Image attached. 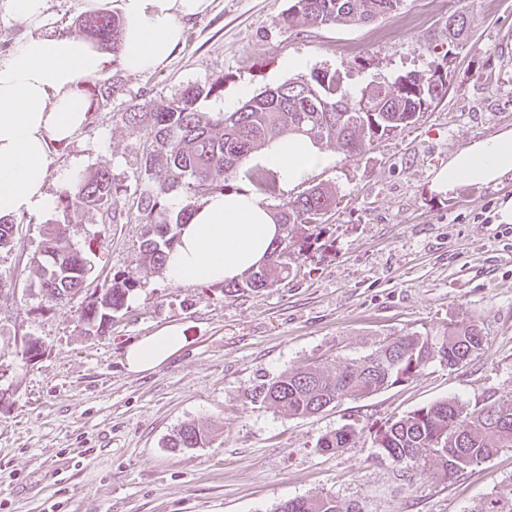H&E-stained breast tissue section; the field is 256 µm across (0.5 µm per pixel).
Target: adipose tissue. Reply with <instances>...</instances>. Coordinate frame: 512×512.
<instances>
[{
  "instance_id": "1",
  "label": "adipose tissue",
  "mask_w": 512,
  "mask_h": 512,
  "mask_svg": "<svg viewBox=\"0 0 512 512\" xmlns=\"http://www.w3.org/2000/svg\"><path fill=\"white\" fill-rule=\"evenodd\" d=\"M12 15L33 30L0 63V217L51 213L55 199L46 190L48 145L73 137L84 125V82L99 76L106 57L78 34L47 31V0H7ZM211 0H118L122 17L120 60L133 74L165 66L182 44L187 20ZM281 185L294 187L321 169L324 154L304 136L272 141L262 155ZM512 174V128L464 148L448 158L431 181L438 194L460 185L495 184ZM282 228L273 211L248 188L203 199L164 270L178 286L240 280L260 266L277 244ZM184 338L167 326L142 337L125 356L134 372L150 370L179 350Z\"/></svg>"
}]
</instances>
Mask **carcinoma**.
<instances>
[{
	"mask_svg": "<svg viewBox=\"0 0 512 512\" xmlns=\"http://www.w3.org/2000/svg\"><path fill=\"white\" fill-rule=\"evenodd\" d=\"M405 0H291L283 27L303 21L312 25H356L399 11ZM471 22L465 12L448 17V39L453 44L468 33ZM78 33L98 46L120 50L121 21L108 12L83 17ZM224 77L206 87H188L168 101H151L122 114L133 127L148 131L150 144L137 168L140 193L137 216L146 230L140 244L144 264L163 269L166 252L178 241V229L188 223L196 204L214 194L234 191L245 181L257 192L275 196L277 176L259 167H244L253 153L271 141L303 135L319 142H335L349 155L374 138L390 135L416 123L421 114L440 99L445 87L441 74L412 75L409 83L397 77L392 83L372 81L359 95L344 91L339 70H314L270 88L233 112L215 115L198 110L202 98L223 91ZM181 193L184 205L174 212L169 195ZM126 186L105 168L74 174L59 197L67 211L92 209L105 224H117L127 212L121 205ZM336 206V192L312 185L276 211L286 244L276 245L265 264L242 281L224 284V291L270 288L290 274L284 249L301 247L305 232L324 223ZM89 260L72 241L67 224H47L39 253L31 264L37 269L38 286L45 302H68L81 294L87 281ZM139 286L130 272L116 273L101 288L99 300L82 307L80 319L102 326L103 315L122 311L129 295ZM484 338L473 321L448 322L436 336L418 332L393 338L370 354L330 372L316 366L291 368L276 379L253 387L251 401L269 403L288 416H311L348 397L372 395L408 381L426 363L437 359L456 367L482 349ZM355 437L341 428L320 438L325 452L346 448ZM208 441L203 429L185 424L169 438L171 449L201 448ZM375 444L395 462L431 468L450 479L465 468L512 447V402H489L478 410L455 399L416 409L376 431ZM277 512H358L342 506L334 497L288 500ZM474 512H512V489L497 492Z\"/></svg>",
	"mask_w": 512,
	"mask_h": 512,
	"instance_id": "carcinoma-1",
	"label": "carcinoma"
}]
</instances>
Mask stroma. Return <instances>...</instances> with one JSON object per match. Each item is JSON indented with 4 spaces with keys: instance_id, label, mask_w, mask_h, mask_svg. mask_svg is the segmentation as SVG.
Instances as JSON below:
<instances>
[{
    "instance_id": "obj_1",
    "label": "stroma",
    "mask_w": 512,
    "mask_h": 512,
    "mask_svg": "<svg viewBox=\"0 0 512 512\" xmlns=\"http://www.w3.org/2000/svg\"><path fill=\"white\" fill-rule=\"evenodd\" d=\"M56 32H74L114 0H47ZM290 0H211L187 25L171 61L144 75L119 55L94 77L96 97L82 130L51 143L47 190L59 172L106 168L127 187L122 223L82 211L73 241L89 258L88 289L128 271L141 286L93 333L80 300L43 309L31 258L44 225L62 209L17 216L14 247L0 254V512H275L295 498L333 496L357 512H474L512 486V448L443 480L381 455L374 433L386 422L455 398L478 409L512 400V223L498 205L512 197V174L496 184L430 188L453 153L512 127V0H406L398 13L342 26L284 29ZM462 10L467 42L448 44V17ZM301 68H293V60ZM347 74L349 94L401 74L446 75V93L418 122L349 157L320 143L326 165L311 184L335 187L336 207L311 231L310 247L289 252L291 274L259 291L173 285L144 266L143 227L134 204L138 158L148 141L121 115L156 97L223 77L204 112H231L312 70ZM475 320L485 344L466 364L433 360L409 381L324 411L291 418L252 402L248 389L285 370H335L392 337L432 335L458 316ZM179 326L183 346L154 369L127 367L129 346ZM43 345L28 360L26 338ZM193 423L206 447L173 451L166 440ZM349 447L324 452L340 428Z\"/></svg>"
}]
</instances>
